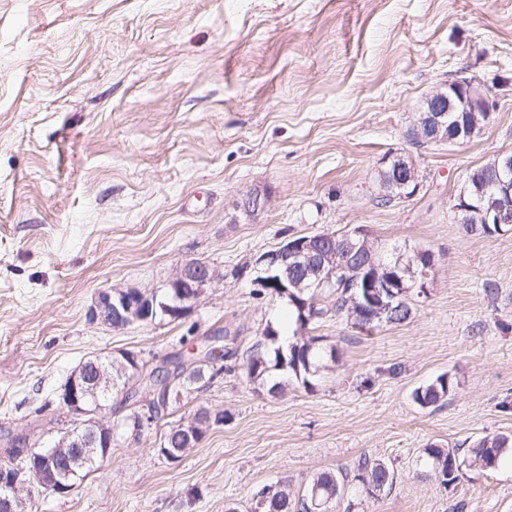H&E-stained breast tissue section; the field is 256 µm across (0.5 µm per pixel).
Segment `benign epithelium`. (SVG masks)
I'll use <instances>...</instances> for the list:
<instances>
[{"label":"benign epithelium","instance_id":"7a95c632","mask_svg":"<svg viewBox=\"0 0 512 512\" xmlns=\"http://www.w3.org/2000/svg\"><path fill=\"white\" fill-rule=\"evenodd\" d=\"M487 112L489 111L484 85L472 78H462L446 91L439 90L425 101L420 119L414 124L416 137L434 143L462 144L473 138L476 128L467 123H457L453 131H448V113L450 112ZM494 167L498 178L493 183L494 195L501 198L497 206L483 205L486 189L465 186L457 195L453 204L454 213L465 212L472 216L474 223L495 224L512 227V153H503L496 157ZM395 179L401 196L413 195L420 186L418 170L412 160L402 157L400 165L395 167ZM418 257L425 258V267L420 279L416 280L417 296L424 297L428 291L431 271L435 265L432 251L419 248ZM257 285L262 289L274 286L283 287L288 273L295 268L308 267L313 270L314 281L311 287L320 292L335 287L340 273L345 267L325 265L315 253L311 238L306 237L280 245L265 253L256 263ZM384 264L374 265V274L357 285L363 322L371 326L386 321L396 299L393 289L401 287L397 277L379 270ZM218 279L211 268H201L189 260L177 267L169 279L167 287L176 290V305L166 307V312L174 317L186 313L200 300L205 289ZM152 296L140 291L131 294L101 292L88 311L89 320L100 322L115 328L135 322H152L154 317ZM114 361L108 356L104 359L93 357L75 369L58 394L59 404L73 419V427L53 446L38 452L30 451L35 457L32 475L19 480L13 475H0V512H27V499L23 496L25 485L39 483L40 486L63 494L72 490L65 481L66 471L59 469L58 462L63 457H72V463L80 464L87 458H105L112 447V422L104 420V408L94 406V399L112 392L116 381L112 377Z\"/></svg>","mask_w":512,"mask_h":512}]
</instances>
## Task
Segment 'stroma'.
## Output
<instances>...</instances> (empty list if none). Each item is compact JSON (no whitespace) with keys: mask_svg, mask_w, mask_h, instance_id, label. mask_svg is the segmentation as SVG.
Here are the masks:
<instances>
[{"mask_svg":"<svg viewBox=\"0 0 512 512\" xmlns=\"http://www.w3.org/2000/svg\"><path fill=\"white\" fill-rule=\"evenodd\" d=\"M463 77L484 84L491 122L414 149L426 98ZM510 152L512 0H0V465L19 461L11 439L46 448L68 427L57 394L89 356L152 368L287 322L254 261L290 237L363 225L436 259L406 323L310 325L334 354L313 390L267 394L237 358L136 436L113 400L108 456L68 493L29 486L28 512H254L261 487L298 496L363 456L396 482L337 512H512L511 460L448 486L423 464L432 445L512 435V231L467 235L452 210L468 174ZM408 153L419 190L378 205L381 161ZM250 193L266 204L249 215ZM190 259L219 278L184 316L88 320L99 291L161 290ZM444 373L447 401L416 405ZM198 413L202 440L167 459V425Z\"/></svg>","mask_w":512,"mask_h":512,"instance_id":"stroma-1","label":"stroma"}]
</instances>
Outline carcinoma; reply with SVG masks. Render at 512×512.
<instances>
[{
	"label": "carcinoma",
	"instance_id": "1",
	"mask_svg": "<svg viewBox=\"0 0 512 512\" xmlns=\"http://www.w3.org/2000/svg\"><path fill=\"white\" fill-rule=\"evenodd\" d=\"M401 251L407 255L396 269V274L405 287L413 285V279L418 277L422 265L414 260L415 248L404 246ZM366 271H355L345 281L344 288L332 299V304H325V299L315 294V289L308 287L310 277L307 271L295 272L290 280L292 286L276 289L277 297L288 306L295 328L292 336L280 331L278 325L267 323L260 334V338L251 346L249 355L244 360V373L248 382L255 388L269 387V392L280 394L286 386L297 383L304 389L314 388V380L322 368L323 353L317 345V337L305 336L302 331L310 325L324 318L336 317L350 324H355L351 318L354 306L352 285L362 281ZM413 296L410 292L402 296V309L392 315L391 325H400L407 322L413 314ZM237 354V350L224 347L219 354H214V348L203 344L196 355L186 359L182 356L172 362L174 383L169 392L168 399L163 400L155 391L143 386L133 393L125 396L127 401H135L140 394L149 395L148 404L155 407L152 420L157 422L167 416L170 404L177 400L184 388L205 377L207 366L198 363L205 358L214 361L228 360ZM453 389L448 375L438 376L426 386L418 387L413 391V400L422 408H428L445 400ZM425 455L431 462L435 474L441 478L443 484H453L459 478L462 465L466 464L475 471H485L498 465L504 455L512 456V436L507 434L486 435L473 442L468 449L465 459H460L458 449L432 446L425 449ZM356 473L353 480L358 482V491L368 499H378L375 489L381 487L390 490L395 480L394 470L381 460H371L367 457L360 459L355 466ZM346 477L333 473H322L313 478L304 494L296 499L290 498L288 490L284 488H261L256 496L261 512H334L336 504L345 494Z\"/></svg>",
	"mask_w": 512,
	"mask_h": 512
}]
</instances>
